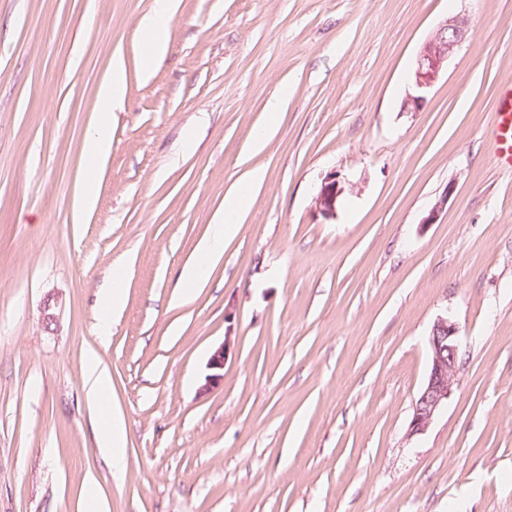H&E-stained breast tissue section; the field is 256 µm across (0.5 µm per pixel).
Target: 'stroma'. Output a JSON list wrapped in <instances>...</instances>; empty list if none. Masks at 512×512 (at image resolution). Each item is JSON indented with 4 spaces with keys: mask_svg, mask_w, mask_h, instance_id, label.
Returning a JSON list of instances; mask_svg holds the SVG:
<instances>
[{
    "mask_svg": "<svg viewBox=\"0 0 512 512\" xmlns=\"http://www.w3.org/2000/svg\"><path fill=\"white\" fill-rule=\"evenodd\" d=\"M152 3L0 0V512H512V168L489 142L512 0H177L146 74ZM456 14L469 40L402 111L418 49ZM118 51L126 100L77 222ZM254 169L209 284L170 306ZM334 175L349 190L327 214L315 196ZM121 264L127 303L102 342L95 296ZM443 315L457 382L412 436ZM91 349L125 419L120 477L96 446Z\"/></svg>",
    "mask_w": 512,
    "mask_h": 512,
    "instance_id": "stroma-1",
    "label": "stroma"
}]
</instances>
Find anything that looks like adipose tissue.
Masks as SVG:
<instances>
[{"instance_id": "obj_1", "label": "adipose tissue", "mask_w": 512, "mask_h": 512, "mask_svg": "<svg viewBox=\"0 0 512 512\" xmlns=\"http://www.w3.org/2000/svg\"><path fill=\"white\" fill-rule=\"evenodd\" d=\"M176 0H153L148 13L138 20V30L146 45L147 53L142 60L143 69L163 59L169 48V24L175 13ZM127 89L126 64L122 56H114L112 65L103 77L98 91L99 109L93 115V132L86 141L84 172L76 198V213L92 208L98 196V173L112 149L110 124L112 112L124 102ZM263 178L261 172H249L245 179L224 196V205L214 215L207 234L198 243L192 257L184 264L179 280L183 287L205 286L211 269L224 253V243L238 231V219L249 210L252 188ZM88 395L99 411V429L96 440L107 454L115 470L126 466L125 448L127 434L125 421L120 412L114 411L109 397L111 376L101 366L97 353H90L86 372Z\"/></svg>"}]
</instances>
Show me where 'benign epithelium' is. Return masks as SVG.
<instances>
[{"instance_id": "1", "label": "benign epithelium", "mask_w": 512, "mask_h": 512, "mask_svg": "<svg viewBox=\"0 0 512 512\" xmlns=\"http://www.w3.org/2000/svg\"><path fill=\"white\" fill-rule=\"evenodd\" d=\"M468 23L452 16L441 21L433 34L419 48L409 82L412 93L401 104L402 112H418L441 74L448 69V60L467 40ZM346 185L334 177L324 182L316 194V204L325 212L335 210ZM459 327L450 319L440 316L433 324L429 336L430 366L427 380L415 403L409 424V435L427 430L433 418L448 402L456 382L459 356Z\"/></svg>"}]
</instances>
